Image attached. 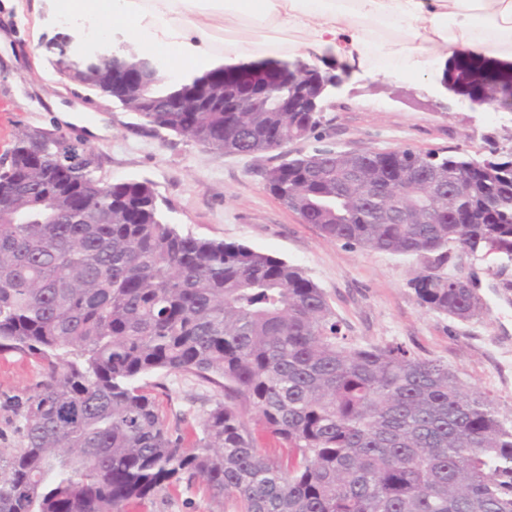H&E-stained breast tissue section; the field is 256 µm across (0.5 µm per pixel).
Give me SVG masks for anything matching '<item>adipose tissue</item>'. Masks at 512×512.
Wrapping results in <instances>:
<instances>
[{
    "mask_svg": "<svg viewBox=\"0 0 512 512\" xmlns=\"http://www.w3.org/2000/svg\"><path fill=\"white\" fill-rule=\"evenodd\" d=\"M76 40L121 30L169 78L304 45L414 72L458 46L512 62V0H55Z\"/></svg>",
    "mask_w": 512,
    "mask_h": 512,
    "instance_id": "obj_1",
    "label": "adipose tissue"
}]
</instances>
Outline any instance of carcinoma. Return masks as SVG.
<instances>
[{"label":"carcinoma","instance_id":"carcinoma-1","mask_svg":"<svg viewBox=\"0 0 512 512\" xmlns=\"http://www.w3.org/2000/svg\"><path fill=\"white\" fill-rule=\"evenodd\" d=\"M253 107L217 66L183 84L129 85L107 59L66 78L163 129L224 153L282 149L316 133L318 112H271L262 86L296 89L260 59ZM0 172V354L41 366L19 408L21 447L0 451V512H124L203 479L241 512H512V421L448 364L398 343L358 345L297 266L244 243L179 233L147 180L105 188L98 156L23 127ZM324 150L294 158L267 190L330 240L411 257L419 304L480 317L474 289L443 271L460 245L512 252V160L499 174L460 153ZM443 187L439 197L429 184ZM189 373L224 392L194 448L165 426L142 381ZM288 442V468L257 447L246 416Z\"/></svg>","mask_w":512,"mask_h":512}]
</instances>
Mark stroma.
I'll return each mask as SVG.
<instances>
[{
    "instance_id": "obj_1",
    "label": "stroma",
    "mask_w": 512,
    "mask_h": 512,
    "mask_svg": "<svg viewBox=\"0 0 512 512\" xmlns=\"http://www.w3.org/2000/svg\"><path fill=\"white\" fill-rule=\"evenodd\" d=\"M72 34L55 19L54 0H0V152L18 127L60 129L99 157V178L109 183L150 181L164 219L182 233L241 242L300 267L327 294L353 342L399 343L447 363L466 385L512 414V267L496 256L474 257L467 272L477 281L484 313L468 322L422 307L408 281L412 262L325 240L265 187L261 173L274 153L228 155L175 134L154 132L114 102L67 82L62 50ZM462 54L419 74L373 63L347 67L319 138L288 143L289 157L326 146L345 150L398 146L472 158L512 159V112L494 110L486 82L462 79ZM78 108L63 121L59 106ZM41 376L34 359L0 354V448L19 447L15 413ZM168 427L199 432L220 388L183 374L146 379ZM125 512H240L231 498H216L202 480L183 482L129 503Z\"/></svg>"
}]
</instances>
